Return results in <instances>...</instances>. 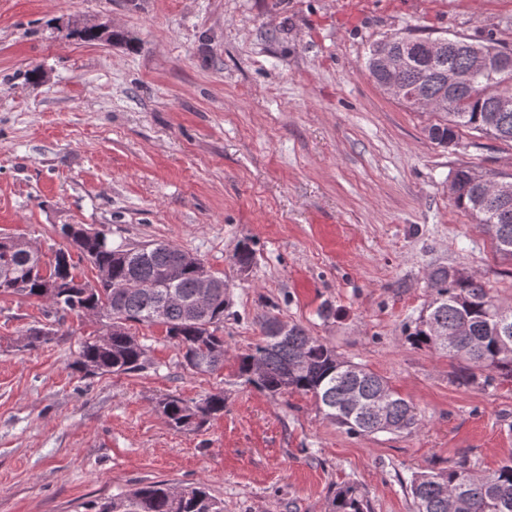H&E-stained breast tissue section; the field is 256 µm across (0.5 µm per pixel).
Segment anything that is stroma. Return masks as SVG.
Instances as JSON below:
<instances>
[{"instance_id":"1","label":"stroma","mask_w":512,"mask_h":512,"mask_svg":"<svg viewBox=\"0 0 512 512\" xmlns=\"http://www.w3.org/2000/svg\"><path fill=\"white\" fill-rule=\"evenodd\" d=\"M77 21L116 38L83 41ZM407 31L512 42V0H0V236L46 265L64 224L169 243L231 301L223 369H185L139 325L150 368L84 379L71 364L100 324L66 315L30 350L44 302L0 295V512H84L157 480L205 484L224 512H327L347 483L371 512H415L412 475L512 458V382L462 384L407 339L440 265L512 306V262L449 194L463 167L512 175V143L462 129L437 145L434 113L373 82L370 47ZM268 312L385 378L420 425L350 435L311 397L246 385L234 356ZM218 391L224 412L200 429L157 408Z\"/></svg>"}]
</instances>
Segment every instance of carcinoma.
I'll return each mask as SVG.
<instances>
[{
  "mask_svg": "<svg viewBox=\"0 0 512 512\" xmlns=\"http://www.w3.org/2000/svg\"><path fill=\"white\" fill-rule=\"evenodd\" d=\"M488 56L512 53V44L488 33L474 39L455 37L448 51L434 57L418 55L403 46L400 36L376 42L369 49L365 67L374 81L389 65L398 64V80L416 95L439 96L441 79L450 70L469 75L456 92V100L441 110L442 118L431 125L428 137L440 145L456 144L457 130L466 128L484 137L512 143V109L485 111L487 95L504 76L474 68L475 52ZM454 206L476 219L495 244L496 252L512 260V181L507 196L488 193L483 174L470 168L456 171L450 185ZM62 236L97 271L93 282L80 279L69 250L56 251L53 264L43 267L39 252L26 243L0 237V294L34 297L54 313L82 314L98 310L105 316L101 341L92 336L81 342L72 368L84 378L107 374H131L148 362L147 346L131 332L134 325H161L166 336L176 341L185 367L196 372L224 368V313L229 299L224 283L213 289L204 308L196 309L198 271L193 266L176 265L180 248L166 243L112 246L104 232L82 237L73 225L60 228ZM239 271L254 264V251L246 243L234 254ZM139 281L133 290L117 288L126 280ZM427 288L430 301L425 313L408 335L411 344L434 354L457 360L461 378L479 377L490 383L512 381V307H504L482 281L447 266L430 273ZM280 319L270 313L258 319L261 338L245 352L235 355L239 377L269 395L298 393L312 397L324 417L353 435L401 433L420 422L415 405L392 390L379 375L342 358L336 350L298 324L288 325L281 334L275 326ZM55 334L48 327L33 328L25 346L36 348ZM356 393L368 401L387 393V403L377 415L365 405H347ZM158 409L176 430L200 428L209 419L224 413V393H211L200 402L188 404L176 396L158 401ZM465 488V512H512V458L497 468L477 471L465 460L443 471L422 472L413 477L410 491L417 512H450L452 493ZM93 512H224V505L205 486L198 484L175 491L170 483L158 480L128 493L105 498ZM328 512H369L361 488L346 484L330 499Z\"/></svg>",
  "mask_w": 512,
  "mask_h": 512,
  "instance_id": "1",
  "label": "carcinoma"
}]
</instances>
